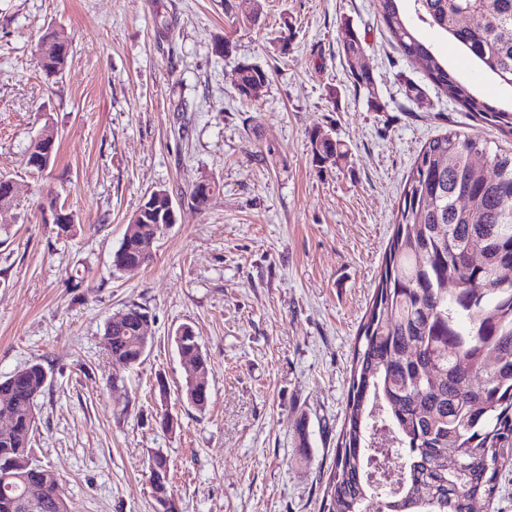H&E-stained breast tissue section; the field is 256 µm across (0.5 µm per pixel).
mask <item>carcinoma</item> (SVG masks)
I'll use <instances>...</instances> for the list:
<instances>
[{
    "instance_id": "cac0c4a2",
    "label": "carcinoma",
    "mask_w": 512,
    "mask_h": 512,
    "mask_svg": "<svg viewBox=\"0 0 512 512\" xmlns=\"http://www.w3.org/2000/svg\"><path fill=\"white\" fill-rule=\"evenodd\" d=\"M419 21L455 44L499 84L512 87V0H413ZM380 17L403 55L421 54L429 80L471 112L512 132V112L474 95L458 73L448 69L434 45L422 41L406 21L400 0H378ZM462 10L480 16L460 27ZM348 28L347 60L363 53L358 34ZM69 52L39 61L51 76L63 71ZM236 91L268 82L261 66H237ZM355 87L374 94L368 69L350 70ZM313 157L336 163L341 143L310 135ZM483 153L494 174L470 161ZM216 184L194 182L187 198L206 205ZM512 151L492 150L487 142L450 131L420 149L407 176L398 221L354 347L347 414L329 475L326 512H471L474 499H491L498 489L504 449L512 448V279L497 276L512 264ZM153 259L141 234L125 230L113 266H143ZM458 288L448 291V279ZM107 321L102 342L109 357L139 363L141 347L132 327ZM179 354L208 362L192 327L175 334ZM483 376L473 383L475 375ZM48 384L39 363L0 380V415L13 421L0 435V512H58L66 499L59 476L32 456L37 398ZM183 399L199 412L210 400L208 383L186 381ZM400 458L404 471L391 476L381 468ZM461 470L448 472V460ZM152 497L170 500L178 512L161 453L147 463Z\"/></svg>"
}]
</instances>
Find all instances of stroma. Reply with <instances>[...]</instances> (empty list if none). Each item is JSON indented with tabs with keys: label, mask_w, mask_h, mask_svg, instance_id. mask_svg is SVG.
I'll use <instances>...</instances> for the list:
<instances>
[{
	"label": "stroma",
	"mask_w": 512,
	"mask_h": 512,
	"mask_svg": "<svg viewBox=\"0 0 512 512\" xmlns=\"http://www.w3.org/2000/svg\"><path fill=\"white\" fill-rule=\"evenodd\" d=\"M350 28L374 109L349 77ZM48 30L71 46L53 78L37 66ZM416 30L474 94L512 109L511 88ZM223 38L231 55L215 50ZM241 61L269 73L258 97L235 90ZM48 123L55 161L30 171L24 152ZM451 129L512 148V133L448 99L395 48L377 0H0V174L20 186L0 211V379L45 367L33 455L59 473L69 512H154L145 470L156 452L179 512H323L355 340L406 177ZM314 132L345 156L316 166ZM201 180L218 189L199 210L184 195ZM159 187L177 223L149 264L113 267ZM49 194L75 212L70 231L40 209ZM131 304L149 315L148 347L127 367L101 337ZM185 324L210 364L202 413L180 394L173 336ZM165 413L173 429L161 428Z\"/></svg>",
	"instance_id": "obj_1"
}]
</instances>
